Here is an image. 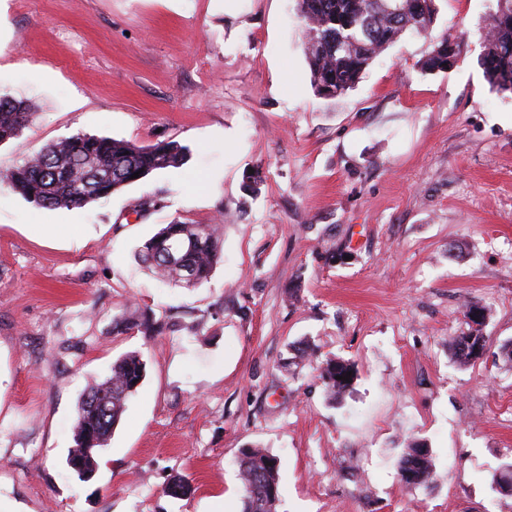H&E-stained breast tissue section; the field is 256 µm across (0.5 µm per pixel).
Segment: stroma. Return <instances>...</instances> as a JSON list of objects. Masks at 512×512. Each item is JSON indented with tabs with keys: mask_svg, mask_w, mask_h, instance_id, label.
<instances>
[{
	"mask_svg": "<svg viewBox=\"0 0 512 512\" xmlns=\"http://www.w3.org/2000/svg\"><path fill=\"white\" fill-rule=\"evenodd\" d=\"M344 98L315 93L296 0H0V93L36 119L0 172L78 133L175 140L179 168L110 198L43 209L0 187V512H241L242 449L280 461L277 512H512V94L477 63L493 0H437ZM467 51L421 62L442 34ZM173 222L217 224L194 288L135 251ZM488 314L483 362L449 337ZM153 310L162 335L112 333ZM316 356L292 370L290 345ZM147 377L94 476L66 465L76 404L120 356ZM354 383L330 404L320 359ZM433 488L402 487L407 439ZM191 488L173 496L168 485ZM463 318L468 330L458 336H453L448 342V348L455 361L463 365H470L483 359L487 349L486 336H483L479 328L474 327L482 324L478 318L484 322L485 310L483 307L471 304L465 308ZM476 346H479L481 354L476 353Z\"/></svg>",
	"mask_w": 512,
	"mask_h": 512,
	"instance_id": "stroma-1",
	"label": "stroma"
}]
</instances>
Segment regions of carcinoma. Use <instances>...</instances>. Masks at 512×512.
Listing matches in <instances>:
<instances>
[{"label":"carcinoma","instance_id":"1","mask_svg":"<svg viewBox=\"0 0 512 512\" xmlns=\"http://www.w3.org/2000/svg\"><path fill=\"white\" fill-rule=\"evenodd\" d=\"M297 0L298 17L305 33L304 52L311 82L321 97L336 100L354 89L376 58L403 34L424 36L438 17L436 0ZM486 30L477 63L492 89L512 93V10L495 6L484 21ZM454 42L456 57L465 51L456 37L442 36L422 63V70L446 69L445 48ZM26 100L0 96V143L12 139L36 117ZM188 149L169 140L149 147L135 146L104 136L78 134L60 139L23 158L0 174V183L29 203L46 209L83 207L106 199L157 171L178 168ZM139 177L131 178L134 173ZM192 247L178 260L193 267L198 283L211 277L221 257L220 232L215 224H167L147 239L137 259L156 277L175 281L176 265L163 253L180 241ZM468 330L452 337L448 348L455 361L470 365L484 357L487 338L478 329L484 308L471 304L463 312ZM161 319L152 311L121 314L112 320V333L135 329L145 336L161 333ZM350 364L329 358L320 366L319 379L329 400L341 397L351 382L342 376ZM146 377V362L138 352L127 353L112 363L111 373L84 392L76 407L74 446L68 467L83 479L96 470V456L108 445L126 410ZM421 441L410 439L398 459L400 483L407 488H430L436 471L432 451L420 453ZM243 487L242 512H277L280 500L279 461L260 447L245 448L237 461ZM492 485L503 496H512V462H503L491 474Z\"/></svg>","mask_w":512,"mask_h":512}]
</instances>
